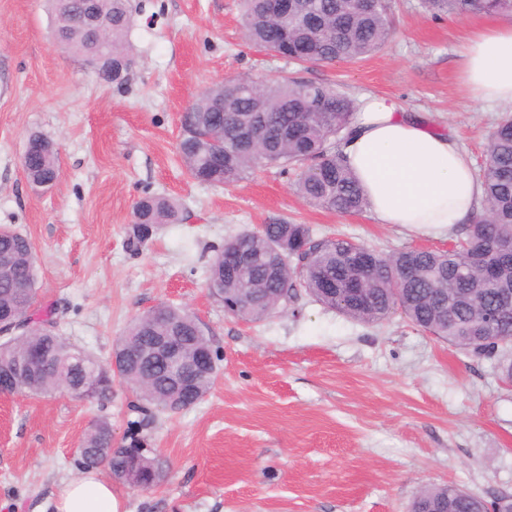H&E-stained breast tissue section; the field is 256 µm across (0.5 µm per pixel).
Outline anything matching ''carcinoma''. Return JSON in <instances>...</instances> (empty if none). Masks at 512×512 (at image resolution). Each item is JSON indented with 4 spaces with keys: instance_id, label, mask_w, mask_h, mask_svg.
<instances>
[{
    "instance_id": "obj_1",
    "label": "carcinoma",
    "mask_w": 512,
    "mask_h": 512,
    "mask_svg": "<svg viewBox=\"0 0 512 512\" xmlns=\"http://www.w3.org/2000/svg\"><path fill=\"white\" fill-rule=\"evenodd\" d=\"M54 28L66 50L83 58L112 59V73L96 71L105 83L126 82L132 60L124 50L133 23L130 0H101L109 20L106 40L91 44L71 23L67 3L50 0ZM433 15L512 12V0H422ZM288 16L271 14L266 0H243L247 40L276 50L296 63L360 60L391 36L387 0H297ZM358 110L355 100L325 83L288 80L268 83L248 79L208 88L183 115L178 153L191 178L208 185L238 183L266 165L293 171L295 193L307 204L338 215L369 208L360 184L344 161L340 143L350 132ZM25 177L59 178L57 156L45 152L27 157ZM477 179L484 187L481 206L473 211L462 236L448 250L403 249L382 254L344 237H317L308 224L286 221L265 230L245 231L214 250L206 281L224 303L226 314L260 321L280 312L303 288L321 305L360 323L379 324L400 314L448 345L471 356L503 358L512 349V311L498 313L499 295L512 292V116L505 115L490 134ZM179 222V205L169 197L145 195L134 205L128 247L135 251L165 224ZM286 255L305 260L293 280L274 278L271 264ZM0 317L12 333L0 338V391L28 396L85 393L100 404L112 397L119 382L134 393L138 419L129 423L118 447L107 454L112 423L98 418L86 433L77 464L83 470L104 467L111 477L132 486L126 467L137 462L139 491L154 489L152 473L160 460L146 450L148 425L155 412L179 413L200 402L216 374L202 375L180 391L173 387L171 365L155 360L125 364L118 372L92 353L75 346L57 329L51 313L36 314L38 265L28 234L0 226ZM334 279L336 294L323 293L320 282ZM185 337L187 351L212 348L197 318L184 308L162 304L135 317L114 349L134 342L144 351L170 331ZM49 354L34 374L15 379L12 356L20 347ZM508 495L486 500L453 484L425 487L408 512H505Z\"/></svg>"
}]
</instances>
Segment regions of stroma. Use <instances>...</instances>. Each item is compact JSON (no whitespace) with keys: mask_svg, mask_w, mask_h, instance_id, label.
<instances>
[{"mask_svg":"<svg viewBox=\"0 0 512 512\" xmlns=\"http://www.w3.org/2000/svg\"><path fill=\"white\" fill-rule=\"evenodd\" d=\"M134 61L121 86L99 81L53 38L47 0H0V225L26 232L39 267V307L64 336L101 359L130 320L163 303L198 318L218 376L196 406L157 413L152 451L165 480L113 491L119 512H406L429 484L483 497L512 494V386L497 361L468 356L393 315L347 319L306 293L262 321L228 316L205 281L214 249L275 220L311 225L382 253L446 248L445 235L309 206L279 166L212 187L179 157L188 105L238 76L288 73L352 99H396L458 140L481 164L512 105L487 107L460 82L458 50L484 17H435L392 0L393 32L358 61L302 67L247 41L239 0H132ZM53 139L60 177L33 189L22 170L30 135ZM174 198L180 221L139 252L126 247L134 203ZM115 386L99 405L65 395L0 394V512H48L76 477L77 450L108 415L116 436L136 419Z\"/></svg>","mask_w":512,"mask_h":512,"instance_id":"stroma-1","label":"stroma"}]
</instances>
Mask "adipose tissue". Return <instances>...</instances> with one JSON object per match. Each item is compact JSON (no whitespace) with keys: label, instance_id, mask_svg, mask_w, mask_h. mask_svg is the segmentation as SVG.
<instances>
[{"label":"adipose tissue","instance_id":"1","mask_svg":"<svg viewBox=\"0 0 512 512\" xmlns=\"http://www.w3.org/2000/svg\"><path fill=\"white\" fill-rule=\"evenodd\" d=\"M460 56V78L476 101L512 104V21L485 22ZM340 149L379 223L440 235L481 203V185L456 139L392 98L364 96ZM55 512H119V502L111 483L90 470L61 487Z\"/></svg>","mask_w":512,"mask_h":512}]
</instances>
